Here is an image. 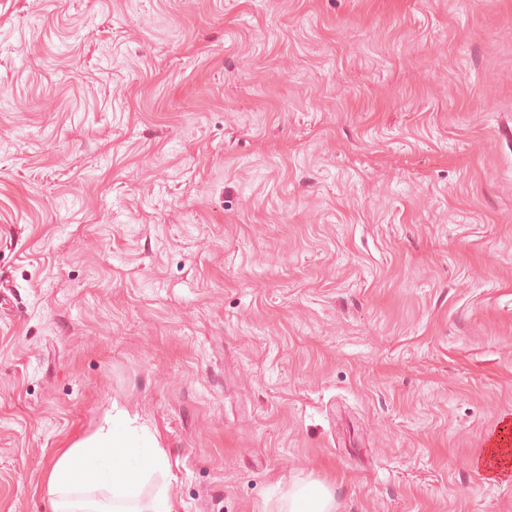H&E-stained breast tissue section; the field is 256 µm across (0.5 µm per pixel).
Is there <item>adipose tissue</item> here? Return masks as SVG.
<instances>
[{"instance_id":"1","label":"adipose tissue","mask_w":512,"mask_h":512,"mask_svg":"<svg viewBox=\"0 0 512 512\" xmlns=\"http://www.w3.org/2000/svg\"><path fill=\"white\" fill-rule=\"evenodd\" d=\"M169 468L146 436L116 417L88 442L59 449L43 483L54 512H178L169 487L140 498L148 477Z\"/></svg>"}]
</instances>
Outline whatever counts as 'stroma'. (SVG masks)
I'll use <instances>...</instances> for the list:
<instances>
[{
	"label": "stroma",
	"mask_w": 512,
	"mask_h": 512,
	"mask_svg": "<svg viewBox=\"0 0 512 512\" xmlns=\"http://www.w3.org/2000/svg\"><path fill=\"white\" fill-rule=\"evenodd\" d=\"M512 0H0V512L76 433L180 512H512ZM332 496L320 484H310L295 491L288 498L289 512H331Z\"/></svg>",
	"instance_id": "1"
}]
</instances>
